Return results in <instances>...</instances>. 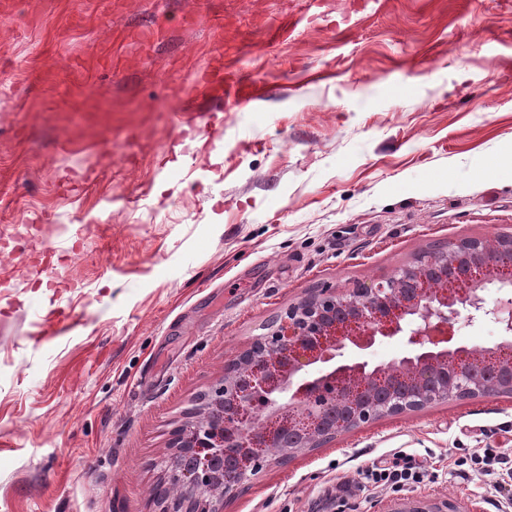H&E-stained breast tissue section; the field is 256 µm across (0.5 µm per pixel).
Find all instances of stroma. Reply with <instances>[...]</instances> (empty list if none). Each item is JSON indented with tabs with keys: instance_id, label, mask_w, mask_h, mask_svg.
I'll return each mask as SVG.
<instances>
[{
	"instance_id": "obj_1",
	"label": "stroma",
	"mask_w": 512,
	"mask_h": 512,
	"mask_svg": "<svg viewBox=\"0 0 512 512\" xmlns=\"http://www.w3.org/2000/svg\"><path fill=\"white\" fill-rule=\"evenodd\" d=\"M0 88V512H147L271 317L512 230V0H0ZM482 448L512 457V396L362 424L224 512H512V479L458 475ZM397 456L424 480L360 482ZM374 512H461L454 501L445 498L392 497Z\"/></svg>"
}]
</instances>
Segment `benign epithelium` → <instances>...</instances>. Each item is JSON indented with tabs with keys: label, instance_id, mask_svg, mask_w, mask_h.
<instances>
[{
	"label": "benign epithelium",
	"instance_id": "1",
	"mask_svg": "<svg viewBox=\"0 0 512 512\" xmlns=\"http://www.w3.org/2000/svg\"><path fill=\"white\" fill-rule=\"evenodd\" d=\"M497 297L488 302L489 289ZM488 316L498 342L455 340V324ZM388 364L347 359L396 336ZM512 395V232L461 238L352 289L311 290L224 365L222 379L173 430L156 462L173 493L156 512H224L272 459L288 461L346 430L462 397ZM378 512H462L445 498L392 497Z\"/></svg>",
	"mask_w": 512,
	"mask_h": 512
}]
</instances>
